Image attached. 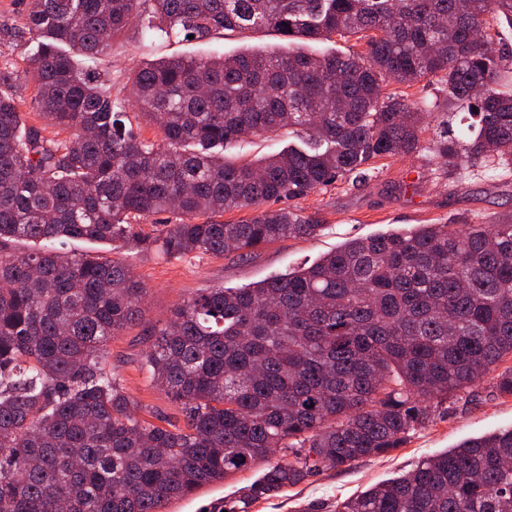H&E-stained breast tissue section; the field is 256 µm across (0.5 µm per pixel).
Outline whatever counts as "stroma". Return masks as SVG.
Returning a JSON list of instances; mask_svg holds the SVG:
<instances>
[{
  "mask_svg": "<svg viewBox=\"0 0 512 512\" xmlns=\"http://www.w3.org/2000/svg\"><path fill=\"white\" fill-rule=\"evenodd\" d=\"M283 42V36L272 30L216 34L204 41L174 38L153 42L144 38L140 27L134 24L111 46L102 67L110 74L113 98L133 113L137 107L128 99L126 84L135 66L177 56L269 48ZM299 206L319 218L322 230L317 237L287 238L244 259L232 254L169 259L134 246L108 252L90 242L64 243L67 251L111 254L140 276L147 289L142 318L111 339L107 358L108 368L134 401L138 416L179 426L184 423L177 404L149 379L143 358L152 344L154 329L199 289L252 286L312 263L354 238L411 230L422 224H449L460 229L467 224L511 219L512 173L492 170L479 162L449 178L440 174L427 153L419 152L380 160L375 170L356 185L326 187L300 200ZM511 426L512 396L499 394L489 375L469 392L439 406L428 423L410 432L401 448L348 468L324 470L296 487L256 502L251 512H336L337 502L411 471L425 457ZM258 474L255 468L238 473L167 504L163 512H214Z\"/></svg>",
  "mask_w": 512,
  "mask_h": 512,
  "instance_id": "stroma-1",
  "label": "stroma"
}]
</instances>
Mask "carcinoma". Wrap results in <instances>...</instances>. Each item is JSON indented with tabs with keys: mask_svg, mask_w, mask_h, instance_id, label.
Listing matches in <instances>:
<instances>
[{
	"mask_svg": "<svg viewBox=\"0 0 512 512\" xmlns=\"http://www.w3.org/2000/svg\"><path fill=\"white\" fill-rule=\"evenodd\" d=\"M151 6H146V3ZM512 0H28L10 24L28 45L0 64V512H162L253 466L224 507L251 505L325 467L400 448L433 404L512 355V222L422 224L346 241L255 286L205 288L155 329L153 384L185 424L138 417L107 369V347L140 319L147 288L125 264L57 241L166 258H240L317 235L288 205L419 152L439 87L474 117L463 137L437 123L425 147L448 175L512 165V60L488 16ZM138 22L150 39L274 29L288 44L169 58L130 73L159 139L145 140L93 72ZM357 37L366 52L320 55L305 41ZM33 84L28 123L12 90ZM290 132L303 146L231 163L224 146ZM270 202L286 206L269 209ZM250 209L238 223L224 211ZM176 215L159 235L141 224ZM280 456L272 458V451ZM336 512H512V427L466 440Z\"/></svg>",
	"mask_w": 512,
	"mask_h": 512,
	"instance_id": "1",
	"label": "carcinoma"
}]
</instances>
